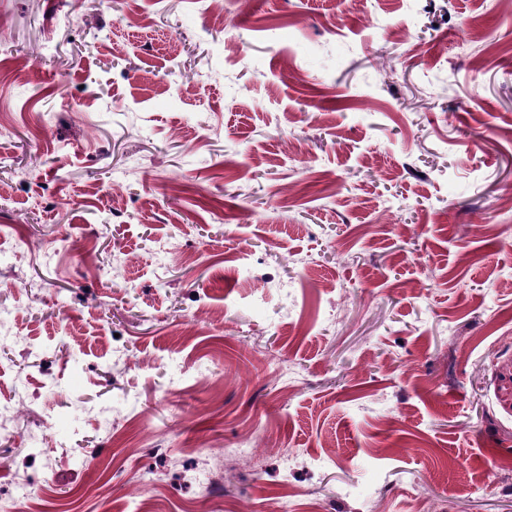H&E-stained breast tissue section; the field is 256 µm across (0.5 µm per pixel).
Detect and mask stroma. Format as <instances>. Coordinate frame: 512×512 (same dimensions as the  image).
<instances>
[{
	"mask_svg": "<svg viewBox=\"0 0 512 512\" xmlns=\"http://www.w3.org/2000/svg\"><path fill=\"white\" fill-rule=\"evenodd\" d=\"M510 194L512 0H0V512H512Z\"/></svg>",
	"mask_w": 512,
	"mask_h": 512,
	"instance_id": "1",
	"label": "stroma"
}]
</instances>
